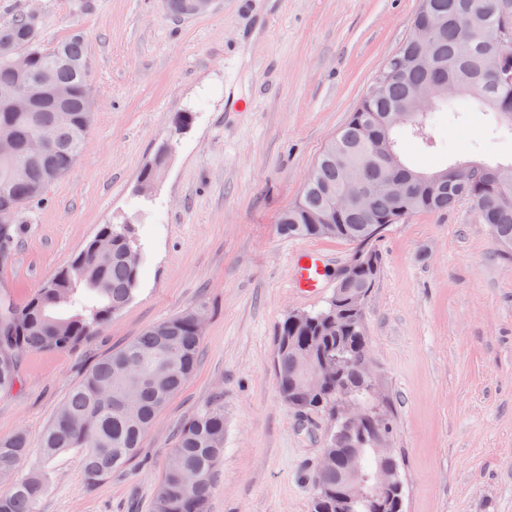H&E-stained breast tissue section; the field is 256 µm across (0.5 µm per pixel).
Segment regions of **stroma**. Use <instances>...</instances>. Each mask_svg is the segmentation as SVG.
<instances>
[{
    "instance_id": "obj_1",
    "label": "stroma",
    "mask_w": 512,
    "mask_h": 512,
    "mask_svg": "<svg viewBox=\"0 0 512 512\" xmlns=\"http://www.w3.org/2000/svg\"><path fill=\"white\" fill-rule=\"evenodd\" d=\"M418 0H214L179 18L165 0H0V25L34 16L45 46L86 40L94 116L70 171L25 208L0 263L17 303L67 267L99 225L132 224L147 255L134 299L94 338L21 358L0 395V439L23 433L21 473L49 469L39 512H151L178 427L224 400V457L209 512H310L331 428L281 399L273 364L284 316L332 296L352 254L334 239L292 238L279 219L346 123L378 67L412 32ZM192 112L175 129L177 112ZM454 158L511 160L512 138L483 113L447 123ZM171 154L152 201L141 172ZM365 302L369 364L401 455L405 512H512V256L469 200L420 213L377 242ZM327 252L324 286L292 285V256ZM202 306L194 374L159 413L138 456L88 486L80 450L44 463L45 430L86 369L149 326Z\"/></svg>"
}]
</instances>
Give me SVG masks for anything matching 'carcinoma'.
<instances>
[{
    "mask_svg": "<svg viewBox=\"0 0 512 512\" xmlns=\"http://www.w3.org/2000/svg\"><path fill=\"white\" fill-rule=\"evenodd\" d=\"M437 20L434 39L422 43L416 32L396 51L404 62L402 73L390 79L373 77L371 86L348 121L326 145L313 166L299 199L285 211L279 224L290 237L336 238L371 260L356 275L353 287L369 295L377 281L380 256L371 233L376 224H397L423 212H443L461 198L475 206L478 223L487 226L505 255H512V163L489 166L481 162L456 163L435 172L442 180L421 183L400 199L381 189L388 177L371 136H385L397 159L396 173L416 179L422 172L409 167L400 152L403 138L411 137L433 152L448 151L437 125L445 118L460 120L468 112L492 114L496 127L512 133L503 121L512 114V87L489 79L503 46L492 39L502 17H512V0H418L412 27L426 13ZM29 57L30 73H49L52 81L71 90L55 112H33L22 117L0 110V127H8L18 142L14 158L0 159V205L13 208L12 224L0 231V261H6L21 237L22 210L40 200L47 188L62 178L85 147L89 126L86 106L91 94L84 38L70 37L44 47L36 25L20 14L0 26V85L18 82L14 59ZM451 82L456 91L438 97L423 113L410 106L413 95L429 85ZM51 131L54 149L33 157L29 145L43 126ZM349 183L369 189L366 206L343 211L337 229L318 230L311 217L336 213ZM147 260L135 245L129 224H101L71 264L34 292L25 303L0 296V393L20 382L19 363L27 352L53 351L75 346L99 333L111 317L133 299ZM205 310L196 308L146 329L124 347L97 362L70 392L41 446L44 462L68 449L83 451V470L95 485L126 467L137 455L145 434L167 402L180 391L197 367L201 353ZM364 311L336 306L330 299L318 310L290 313L282 322L274 348V367L283 401L299 410H315L336 421V383L317 395L300 385L296 354L305 350L314 358L341 353L348 360L346 378L352 398L372 408L368 390L359 377L368 356ZM337 462L312 479L311 512H336L337 473L352 454L359 455L362 471L376 464L370 444L336 443ZM29 448L24 435L0 439V477L8 479L0 491V512H39L46 471L17 478L20 461ZM224 456V403L216 399L189 418L176 432L162 478L152 500L153 512H209L217 468Z\"/></svg>",
    "mask_w": 512,
    "mask_h": 512,
    "instance_id": "cac0c4a2",
    "label": "carcinoma"
}]
</instances>
